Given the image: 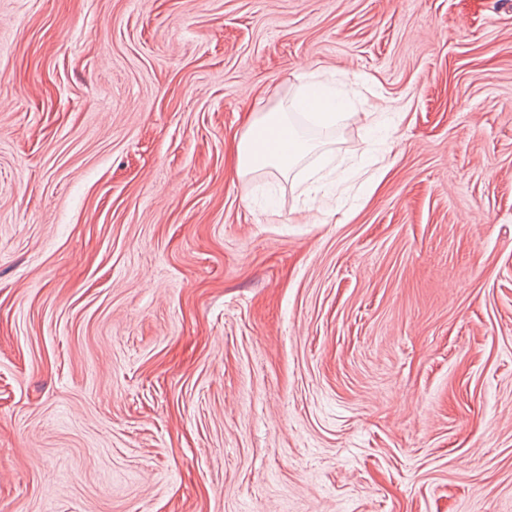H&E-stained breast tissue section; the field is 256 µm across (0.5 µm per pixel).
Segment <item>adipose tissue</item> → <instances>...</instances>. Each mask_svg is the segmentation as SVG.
Returning a JSON list of instances; mask_svg holds the SVG:
<instances>
[{
	"label": "adipose tissue",
	"instance_id": "ef3b65f1",
	"mask_svg": "<svg viewBox=\"0 0 512 512\" xmlns=\"http://www.w3.org/2000/svg\"><path fill=\"white\" fill-rule=\"evenodd\" d=\"M349 98L315 84L298 87L295 103L310 124L326 126L343 120ZM318 153L316 144L304 137L289 113L281 110L249 112L243 118V132L234 138L231 157L237 178L246 179L259 170L273 168L288 172L303 156ZM321 166L332 163L330 155L318 153Z\"/></svg>",
	"mask_w": 512,
	"mask_h": 512
}]
</instances>
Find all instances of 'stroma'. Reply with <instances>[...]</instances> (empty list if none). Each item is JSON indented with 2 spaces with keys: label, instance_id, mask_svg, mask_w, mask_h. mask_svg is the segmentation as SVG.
Wrapping results in <instances>:
<instances>
[{
  "label": "stroma",
  "instance_id": "obj_1",
  "mask_svg": "<svg viewBox=\"0 0 512 512\" xmlns=\"http://www.w3.org/2000/svg\"><path fill=\"white\" fill-rule=\"evenodd\" d=\"M0 512H512V0H0ZM348 95L335 93L316 83H305L296 92V107L308 123L317 126L335 125L337 121L353 116L352 112H338L348 104ZM281 111L276 108L244 115L243 132L231 146L234 171L240 180L266 168L287 174L300 158L317 150L318 145L305 138L292 120V113ZM367 163L356 170H343L336 175V181L346 182L350 179H362V185L372 186L375 182L377 172L386 167L385 156L374 150H367Z\"/></svg>",
  "mask_w": 512,
  "mask_h": 512
}]
</instances>
